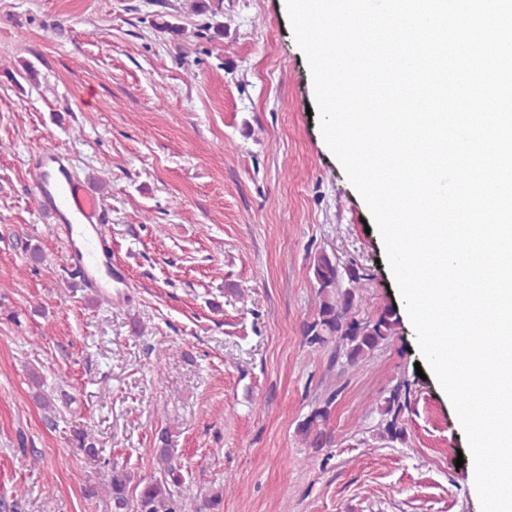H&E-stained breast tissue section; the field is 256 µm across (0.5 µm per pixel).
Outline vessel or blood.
Masks as SVG:
<instances>
[{"label":"vessel or blood","mask_w":512,"mask_h":512,"mask_svg":"<svg viewBox=\"0 0 512 512\" xmlns=\"http://www.w3.org/2000/svg\"><path fill=\"white\" fill-rule=\"evenodd\" d=\"M65 153L50 149L37 157L32 186L36 205L52 218L67 248L70 266L84 278L91 292L108 294L126 274L112 262L105 233L107 206L73 177Z\"/></svg>","instance_id":"obj_1"}]
</instances>
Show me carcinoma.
<instances>
[{"mask_svg": "<svg viewBox=\"0 0 512 512\" xmlns=\"http://www.w3.org/2000/svg\"><path fill=\"white\" fill-rule=\"evenodd\" d=\"M311 270L317 302L313 315L302 325V336L309 346L333 343L336 352L354 365L397 334L400 316L391 305L369 318L357 317L359 289L366 274L356 260L343 261L334 253L321 251L314 256ZM32 382L35 403L45 412L55 413L54 396L41 389L37 376H32ZM406 390L408 384L402 381L378 404V434L383 439L405 441L401 415L408 406ZM332 403L333 398H327L297 423V436L313 454L335 447L336 437L329 426ZM103 466L108 472L103 493L110 512H216L222 501L218 494L200 499L184 494L183 475L173 467L159 477L137 480L125 465L105 460Z\"/></svg>", "mask_w": 512, "mask_h": 512, "instance_id": "1", "label": "carcinoma"}]
</instances>
